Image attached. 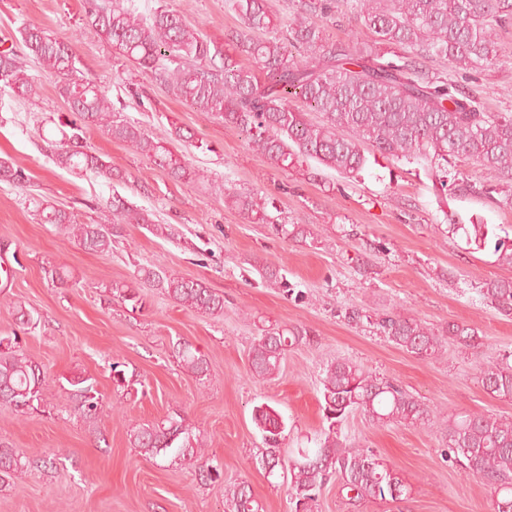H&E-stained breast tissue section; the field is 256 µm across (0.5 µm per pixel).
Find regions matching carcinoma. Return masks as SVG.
Returning a JSON list of instances; mask_svg holds the SVG:
<instances>
[{
  "instance_id": "1",
  "label": "carcinoma",
  "mask_w": 512,
  "mask_h": 512,
  "mask_svg": "<svg viewBox=\"0 0 512 512\" xmlns=\"http://www.w3.org/2000/svg\"><path fill=\"white\" fill-rule=\"evenodd\" d=\"M227 2L241 24L222 43L162 4L143 14L133 0H88L87 16L98 35L135 68L196 111L209 112L244 132L249 146L282 170L314 159L346 179H357L367 164L361 145L369 142L388 159L421 165L446 196L483 197L512 206V113L486 111L449 74L422 63L442 59L454 72L494 66L498 30L512 25V0H345L357 24L376 37L378 49L329 38L327 20L335 15V0H298L293 14L277 24L269 0ZM18 33L29 54L56 77L60 97L79 121L76 132L57 148L59 166L112 180V165L83 145V130L93 127L146 156L177 181L204 180L203 172L174 153L167 142L117 118L108 91L80 74L67 39L31 23L23 24ZM244 58L250 64H244ZM0 93L17 98L37 94L34 78L12 51L0 52ZM290 95L321 113L323 121L314 123L293 109ZM460 158L484 166L489 180L469 181L452 167ZM0 180L22 187L27 175L1 161ZM234 203L248 222L268 223L264 205L238 197ZM106 209L111 223L77 224L64 209L48 202L36 204L42 223L102 253L112 251V237L120 234L123 224H152L155 231H163L151 213L120 196L112 197ZM470 223L469 229L454 224L452 232L461 229L467 240L486 244L488 226L479 219ZM276 231L296 241L309 235L299 224H279ZM494 237L496 262L512 267V234L502 227ZM137 277V288L112 286L134 310L143 306V288L160 290L202 314L224 310V297L200 281L148 267L138 268ZM480 293L502 315H512V278L486 282ZM14 314L17 329L0 336V405L27 414L37 409L47 380L42 366L21 347L23 336L36 329L37 319L21 305ZM378 326L390 342L421 359L440 355L447 338L464 348L478 343V331L462 322H450L438 333L414 318L389 315ZM303 338L298 329H261L249 354L252 377L268 380L277 375L288 347ZM175 357L195 376L209 371L205 357L187 341L176 345ZM480 378L488 394L512 398L509 358L484 369ZM70 384L77 409L86 415L97 413L100 398L87 379L76 378ZM321 385L328 427L312 438L314 448L299 447L282 456L281 413L267 403L255 406L252 413L266 445V474L273 476L284 468L290 473L293 512H314L321 489L333 477L359 499L396 501L410 493L407 479L374 450L351 448L340 439L338 426L353 412L377 425L439 424L448 437V461L490 488L493 512H512V420L460 413L440 421L398 384L342 359L326 366ZM131 438L152 458L174 448L177 457L199 466L203 478L217 481L223 475L220 466L205 458L203 441L182 419L169 416L137 425ZM21 466L19 451L0 442V486ZM226 502L229 512H263L243 483L227 490Z\"/></svg>"
}]
</instances>
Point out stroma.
I'll list each match as a JSON object with an SVG mask.
<instances>
[{"mask_svg":"<svg viewBox=\"0 0 512 512\" xmlns=\"http://www.w3.org/2000/svg\"><path fill=\"white\" fill-rule=\"evenodd\" d=\"M167 2L216 41L239 27L226 0H135L141 12ZM85 0H0V51L20 50L18 28L31 22L70 40L82 73L109 91L120 117L168 138L181 127L207 150L172 142L208 179L184 183L125 144L90 130L91 151L122 173L112 183L93 173L59 167L52 147L72 134L76 117L56 79L36 65L31 99L0 101V161L22 167L26 187L0 182V336L15 326L14 304L39 319L23 352L38 362L48 388L26 415L0 406V441L19 448L25 465L0 488V512H225L224 488L246 483L264 512H291L286 478L266 476L265 448L252 412L275 407L287 424L284 448L323 428L320 378L324 366L345 358L394 381L436 415L493 413L512 418V399L489 395L481 370L512 354V316L483 298V283L512 277L492 246L451 233L450 222L480 217L495 228L512 225V207L480 197L442 202L423 169L368 151L359 181L351 183L316 161L283 171L253 151L244 133L186 105L163 85L118 57L89 27ZM495 67L467 74L470 95L491 112L512 113V26L499 30ZM119 195L152 211L167 229L124 225L109 253L84 249L41 223L33 199L93 224ZM266 206L269 223H248L232 196ZM300 224V242L274 230ZM64 265L72 281L49 284L43 269ZM151 265L203 282L222 295L224 311L205 315L165 294L145 290L142 309L114 296L113 283H130ZM277 270L270 281L265 267ZM358 319H351L352 310ZM402 314L435 329L452 321L478 330L475 348L448 343L434 360L397 348L377 327ZM262 325L297 328L304 339L288 349L280 373L259 381L249 352ZM191 342L209 363L207 376L187 372L174 355ZM124 366L128 389L116 388L111 365ZM91 378L102 398L98 414L76 410L70 381ZM180 413L206 442L224 479L204 480L196 466L173 454L146 458L130 429ZM348 444L380 454L411 484L400 501L349 502L338 480L322 491L319 512H493L489 488L444 457L446 440L428 426H377L361 414L341 424Z\"/></svg>","mask_w":512,"mask_h":512,"instance_id":"1","label":"stroma"}]
</instances>
